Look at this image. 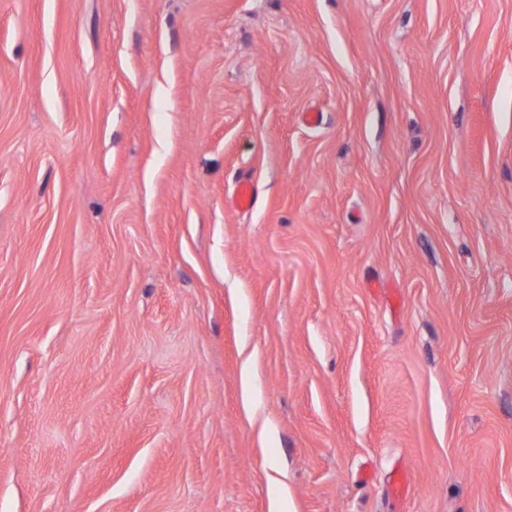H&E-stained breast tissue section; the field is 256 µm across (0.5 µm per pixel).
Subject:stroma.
I'll list each match as a JSON object with an SVG mask.
<instances>
[{
  "mask_svg": "<svg viewBox=\"0 0 512 512\" xmlns=\"http://www.w3.org/2000/svg\"><path fill=\"white\" fill-rule=\"evenodd\" d=\"M275 469L512 512V0H0V512Z\"/></svg>",
  "mask_w": 512,
  "mask_h": 512,
  "instance_id": "1",
  "label": "stroma"
}]
</instances>
